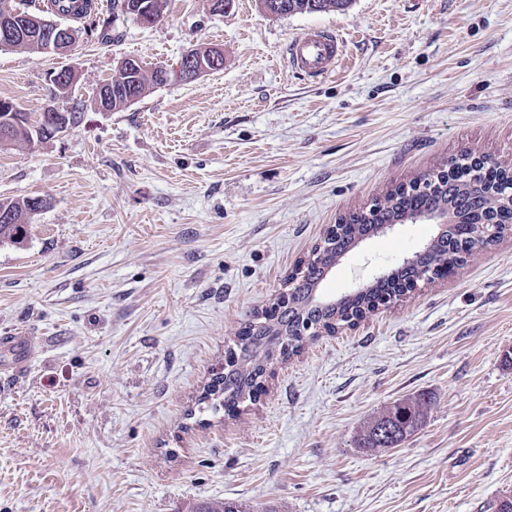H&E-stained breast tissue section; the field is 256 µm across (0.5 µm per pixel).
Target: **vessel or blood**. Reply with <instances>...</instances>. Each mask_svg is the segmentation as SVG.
<instances>
[{"label": "vessel or blood", "instance_id": "1", "mask_svg": "<svg viewBox=\"0 0 512 512\" xmlns=\"http://www.w3.org/2000/svg\"><path fill=\"white\" fill-rule=\"evenodd\" d=\"M342 50L343 41L338 34L330 30H319L291 39L285 48V56L294 72L312 79H321L336 71ZM0 347L14 352L15 359L11 368L14 372H22L29 349L27 334L0 336Z\"/></svg>", "mask_w": 512, "mask_h": 512}]
</instances>
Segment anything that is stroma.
<instances>
[{"mask_svg":"<svg viewBox=\"0 0 512 512\" xmlns=\"http://www.w3.org/2000/svg\"><path fill=\"white\" fill-rule=\"evenodd\" d=\"M337 29L346 63L288 69L293 37ZM214 47L224 67L175 70ZM170 71L132 105L95 102L118 62ZM70 67L79 122L0 147V199L40 197L22 244L0 241V512H494L512 491V233L447 280L305 339L254 400L200 410L256 311L348 211L474 153L512 166V0H352L273 16L259 0H168L160 23L113 17L68 53L0 48V97L38 120ZM362 241L323 281L361 287L434 234ZM424 392L426 425L367 454L355 438ZM0 345L16 354L11 368L15 373L25 369L26 354L29 349V337L25 333H17L11 336H0Z\"/></svg>","mask_w":512,"mask_h":512,"instance_id":"obj_1","label":"stroma"}]
</instances>
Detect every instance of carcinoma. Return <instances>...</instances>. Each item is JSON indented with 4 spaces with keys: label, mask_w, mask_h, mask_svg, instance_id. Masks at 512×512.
Listing matches in <instances>:
<instances>
[{
    "label": "carcinoma",
    "mask_w": 512,
    "mask_h": 512,
    "mask_svg": "<svg viewBox=\"0 0 512 512\" xmlns=\"http://www.w3.org/2000/svg\"><path fill=\"white\" fill-rule=\"evenodd\" d=\"M351 0H262L263 7L270 11H286L290 14L343 11ZM22 19H46L50 16L69 15L82 23L81 30L89 34L110 25L108 20L97 21L93 0H44L42 9L33 14L18 10ZM151 80L145 73L133 74L125 83V94L109 102L110 110L124 108L125 96L141 97L149 88ZM453 174L433 176L422 174L412 182L408 191L395 188L394 191L374 201L368 212L350 213L329 231L323 244L317 246L307 261L300 262L289 277L292 284L290 294L295 306L286 310L263 311L253 316L247 336L241 339L244 351L248 352V363L243 369H235L227 378H217L206 392L203 400L212 396L221 397L225 407L238 405L253 397L264 372V362L270 350L277 345L276 338L288 334L289 344L298 348L304 337L293 328L294 322L306 317L316 330L336 331L350 327L368 312L399 300L411 292L406 284L419 277L415 266L397 269L392 279H378L368 288L351 293L334 303L309 304L314 285L322 269L358 239L378 232L379 225L399 223L409 215L432 213L446 207L455 214L459 223L447 231L434 236L430 249L421 257L420 263L435 274L446 270L452 272L469 256L463 245L469 243L464 220L487 217L500 224L512 222V208L505 204V196L512 191V168L488 166L465 154L450 163ZM6 217L0 219V240L21 241L27 234V216L34 213L29 199H0V212ZM431 398L417 394L397 400L386 411L367 422L357 439V447L374 450L395 448L408 436L419 430L431 410ZM193 512H246L236 502L216 501L196 507Z\"/></svg>",
    "instance_id": "carcinoma-1"
}]
</instances>
